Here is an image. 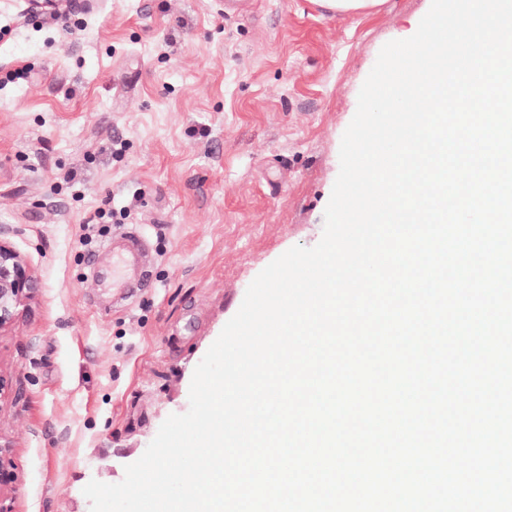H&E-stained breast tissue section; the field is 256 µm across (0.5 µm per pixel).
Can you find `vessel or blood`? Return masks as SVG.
Returning a JSON list of instances; mask_svg holds the SVG:
<instances>
[{
  "label": "vessel or blood",
  "mask_w": 512,
  "mask_h": 512,
  "mask_svg": "<svg viewBox=\"0 0 512 512\" xmlns=\"http://www.w3.org/2000/svg\"><path fill=\"white\" fill-rule=\"evenodd\" d=\"M106 248L112 253L111 266L96 267L90 272V278L97 287L127 294L147 282L149 266L144 243L137 232H124L121 242H108Z\"/></svg>",
  "instance_id": "vessel-or-blood-1"
}]
</instances>
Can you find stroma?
<instances>
[{
    "label": "stroma",
    "mask_w": 512,
    "mask_h": 512,
    "mask_svg": "<svg viewBox=\"0 0 512 512\" xmlns=\"http://www.w3.org/2000/svg\"><path fill=\"white\" fill-rule=\"evenodd\" d=\"M431 0H0V225L37 280L0 331L12 512H90L172 414L255 277L322 237L342 136L381 48ZM97 217L94 232L84 229ZM126 228L153 280L126 302L88 261ZM319 6L330 10L336 15H343L374 8L383 0H313Z\"/></svg>",
    "instance_id": "obj_1"
}]
</instances>
